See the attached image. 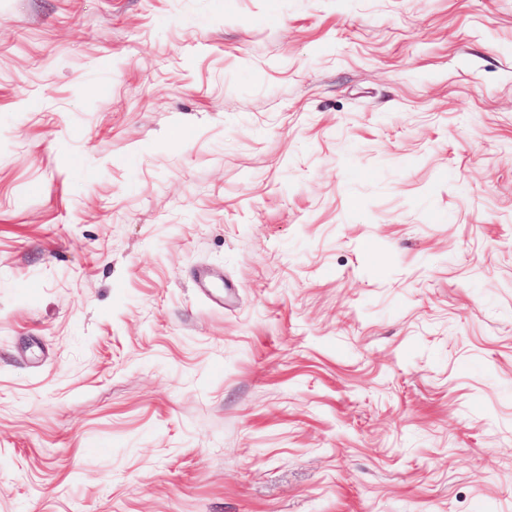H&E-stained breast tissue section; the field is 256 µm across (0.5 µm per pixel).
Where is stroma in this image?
Masks as SVG:
<instances>
[{"mask_svg": "<svg viewBox=\"0 0 512 512\" xmlns=\"http://www.w3.org/2000/svg\"><path fill=\"white\" fill-rule=\"evenodd\" d=\"M0 512H512V0H0Z\"/></svg>", "mask_w": 512, "mask_h": 512, "instance_id": "stroma-1", "label": "stroma"}]
</instances>
